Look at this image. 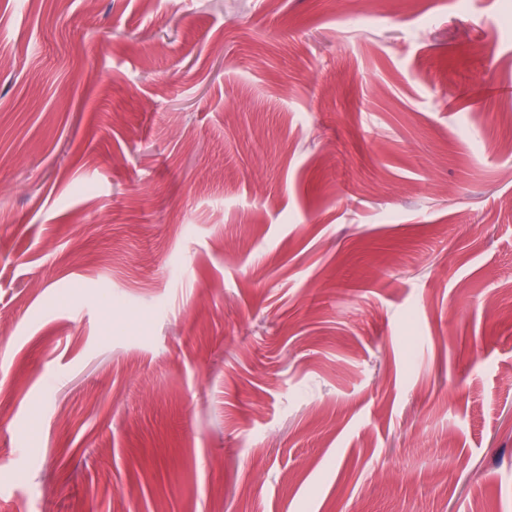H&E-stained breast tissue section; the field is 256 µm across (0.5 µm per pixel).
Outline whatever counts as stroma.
<instances>
[{
  "label": "stroma",
  "mask_w": 512,
  "mask_h": 512,
  "mask_svg": "<svg viewBox=\"0 0 512 512\" xmlns=\"http://www.w3.org/2000/svg\"><path fill=\"white\" fill-rule=\"evenodd\" d=\"M501 16L0 0V512H512Z\"/></svg>",
  "instance_id": "obj_1"
}]
</instances>
